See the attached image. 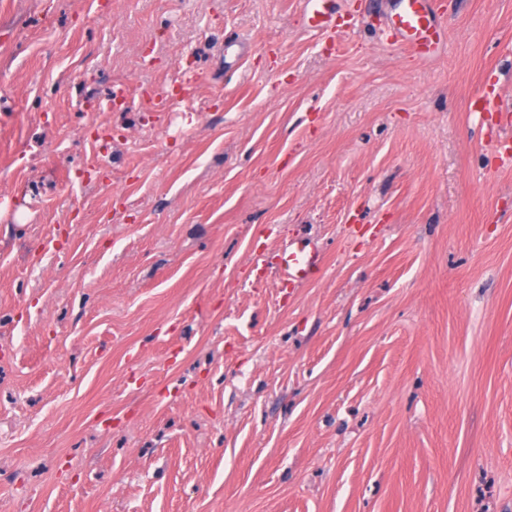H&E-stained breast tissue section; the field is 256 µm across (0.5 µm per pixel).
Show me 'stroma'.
<instances>
[{
  "label": "stroma",
  "instance_id": "35a3bbf8",
  "mask_svg": "<svg viewBox=\"0 0 512 512\" xmlns=\"http://www.w3.org/2000/svg\"><path fill=\"white\" fill-rule=\"evenodd\" d=\"M393 2L0 0V512H512V0ZM301 15L306 29L335 36L338 32L335 0H301ZM432 1L400 0L398 7L386 17L383 30L391 45L419 60L436 53L444 36ZM317 252L298 239L286 241L278 250L274 269L284 288L308 280L318 265Z\"/></svg>",
  "mask_w": 512,
  "mask_h": 512
}]
</instances>
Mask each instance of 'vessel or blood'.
Here are the masks:
<instances>
[{
    "mask_svg": "<svg viewBox=\"0 0 512 512\" xmlns=\"http://www.w3.org/2000/svg\"><path fill=\"white\" fill-rule=\"evenodd\" d=\"M304 26L328 34L338 30L335 0H302ZM387 41L422 60L437 52L444 36L441 19L432 0H400L385 22ZM318 264L317 252L298 239L278 250L274 269L283 287L308 280Z\"/></svg>",
    "mask_w": 512,
    "mask_h": 512,
    "instance_id": "1",
    "label": "vessel or blood"
}]
</instances>
